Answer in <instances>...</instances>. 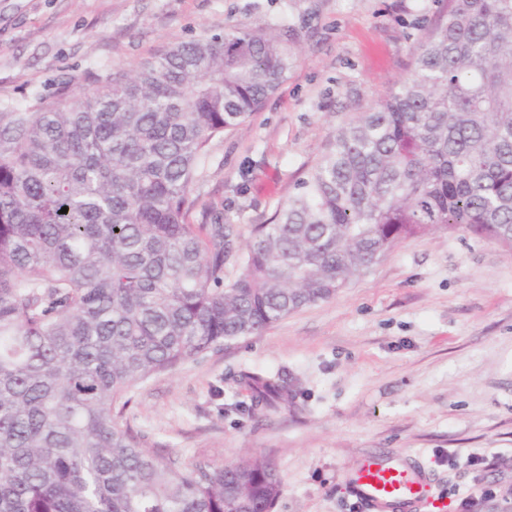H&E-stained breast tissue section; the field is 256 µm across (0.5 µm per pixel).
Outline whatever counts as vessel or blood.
Instances as JSON below:
<instances>
[{
	"label": "vessel or blood",
	"mask_w": 512,
	"mask_h": 512,
	"mask_svg": "<svg viewBox=\"0 0 512 512\" xmlns=\"http://www.w3.org/2000/svg\"><path fill=\"white\" fill-rule=\"evenodd\" d=\"M346 479L364 512H419L426 496L420 472L395 460L365 461Z\"/></svg>",
	"instance_id": "b4317fda"
}]
</instances>
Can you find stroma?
Here are the masks:
<instances>
[{"label":"stroma","mask_w":512,"mask_h":512,"mask_svg":"<svg viewBox=\"0 0 512 512\" xmlns=\"http://www.w3.org/2000/svg\"><path fill=\"white\" fill-rule=\"evenodd\" d=\"M449 0H0V105L23 108L224 27L298 36L287 79L213 140L189 220L224 211L238 244L270 223L336 130L410 75ZM282 375L294 398L258 411L242 379ZM124 422L185 463L271 460L274 512H362L345 482L370 457L431 481L422 512H512V254L434 229L398 243L329 300L262 334L152 375Z\"/></svg>","instance_id":"obj_1"}]
</instances>
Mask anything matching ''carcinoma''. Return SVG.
Instances as JSON below:
<instances>
[{
  "label": "carcinoma",
  "mask_w": 512,
  "mask_h": 512,
  "mask_svg": "<svg viewBox=\"0 0 512 512\" xmlns=\"http://www.w3.org/2000/svg\"><path fill=\"white\" fill-rule=\"evenodd\" d=\"M292 35L226 28L0 109V512H273L270 460L148 450L122 422L131 388L331 299L409 237L462 229L512 253V0H450L413 73L244 251L224 212L190 223L209 143L287 78ZM245 380L254 410L290 392Z\"/></svg>",
  "instance_id": "carcinoma-1"
}]
</instances>
